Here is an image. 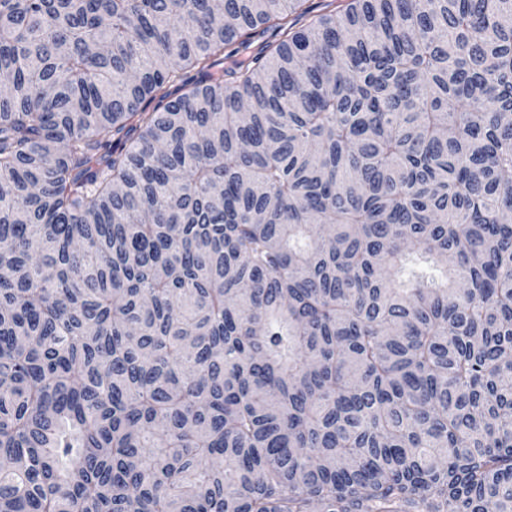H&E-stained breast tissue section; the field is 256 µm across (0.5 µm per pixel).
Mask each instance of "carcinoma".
<instances>
[{"instance_id": "carcinoma-1", "label": "carcinoma", "mask_w": 512, "mask_h": 512, "mask_svg": "<svg viewBox=\"0 0 512 512\" xmlns=\"http://www.w3.org/2000/svg\"><path fill=\"white\" fill-rule=\"evenodd\" d=\"M307 2L0 0V512H512V0Z\"/></svg>"}]
</instances>
